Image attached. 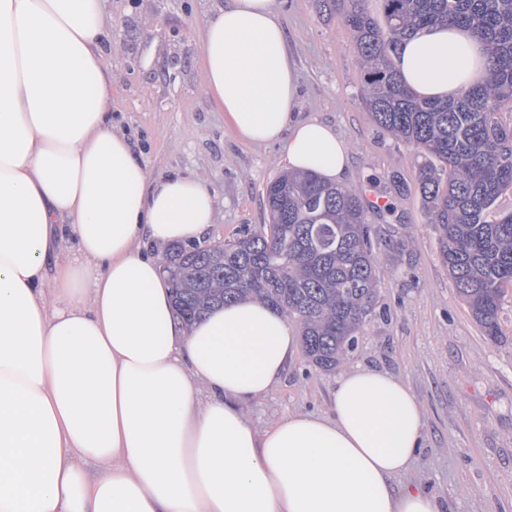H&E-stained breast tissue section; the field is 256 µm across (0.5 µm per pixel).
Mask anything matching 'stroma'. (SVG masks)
Listing matches in <instances>:
<instances>
[{
  "label": "stroma",
  "instance_id": "stroma-1",
  "mask_svg": "<svg viewBox=\"0 0 512 512\" xmlns=\"http://www.w3.org/2000/svg\"><path fill=\"white\" fill-rule=\"evenodd\" d=\"M224 0H105L112 24V120L154 177L200 180L215 200L202 241L267 223L265 185L284 172L282 145L253 146L225 125L203 89L200 35ZM299 74L296 116L334 126L350 162L344 186L368 199L383 272L378 313L340 363L402 377L425 415L424 443L401 486L448 512H512V289L498 341L483 336L442 264L421 208L422 154L379 128L364 106V69L340 14L317 0H278ZM335 372L297 354L283 380L246 409L264 429L295 410L329 413Z\"/></svg>",
  "mask_w": 512,
  "mask_h": 512
}]
</instances>
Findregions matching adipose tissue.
<instances>
[{
  "mask_svg": "<svg viewBox=\"0 0 512 512\" xmlns=\"http://www.w3.org/2000/svg\"><path fill=\"white\" fill-rule=\"evenodd\" d=\"M111 39L103 0H0V512H446L393 484L424 429L400 377L358 366L329 414L251 425L245 406L286 375L298 337L250 299L189 327L176 314L157 251L200 241L215 203L196 178L149 177L113 128ZM201 48L240 138L285 142L289 170L342 181L346 143L291 118L276 0H224ZM393 64L432 100L487 72L484 44L446 25L403 40Z\"/></svg>",
  "mask_w": 512,
  "mask_h": 512,
  "instance_id": "ef3b65f1",
  "label": "adipose tissue"
}]
</instances>
